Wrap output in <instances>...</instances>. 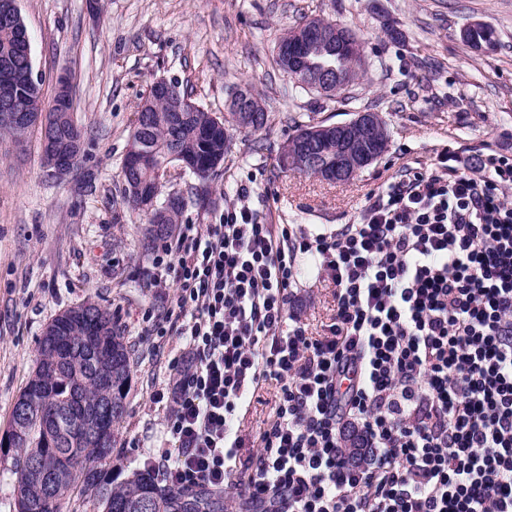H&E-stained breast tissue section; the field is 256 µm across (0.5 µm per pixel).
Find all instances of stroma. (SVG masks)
Listing matches in <instances>:
<instances>
[{"label":"stroma","instance_id":"obj_1","mask_svg":"<svg viewBox=\"0 0 512 512\" xmlns=\"http://www.w3.org/2000/svg\"><path fill=\"white\" fill-rule=\"evenodd\" d=\"M18 6L45 95L68 69L74 113L90 142L87 160L61 178L44 164L39 130L21 143L0 138V439L36 367L44 328L92 301L117 315L132 347L112 464L136 468L161 444L167 409L152 396L172 378L169 362L182 342L154 340L145 314L162 311L175 284L150 281L154 251L120 176L138 106L157 79L178 80L193 102L218 114L247 86L270 115L262 132L234 131L225 173L185 211L194 224L211 223L244 186L267 223L313 237L357 223L386 185L410 172L473 170L491 153L512 158V0H102L97 15L85 0ZM305 15L348 26L365 43L370 63L349 98L288 99L273 50ZM475 22L493 29L492 46L462 41L461 28ZM368 106L387 125L388 150L355 179L280 168L294 120L344 122ZM294 291L293 311L320 333L334 312L332 288L310 270ZM274 404L267 386L242 410L247 446H259Z\"/></svg>","mask_w":512,"mask_h":512}]
</instances>
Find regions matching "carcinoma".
I'll list each match as a JSON object with an SVG mask.
<instances>
[{
    "mask_svg": "<svg viewBox=\"0 0 512 512\" xmlns=\"http://www.w3.org/2000/svg\"><path fill=\"white\" fill-rule=\"evenodd\" d=\"M323 19L305 17L289 28L279 44L286 53L303 58V70L295 76L280 55L274 62L289 83L307 94L327 99L333 94L317 86L302 85L306 74L327 71L343 77L349 87L367 66L363 47L355 43L349 51L318 39L305 37V30ZM465 43L474 48L493 44V31L484 24L469 32ZM25 44L23 31L0 22V61L16 56ZM187 110L171 112L165 103L148 94L138 107V117L129 138L137 139L153 154V166L122 164L123 195L128 206L145 214L144 236L153 245L166 241L175 226L183 223L186 197L196 187L162 194V172L174 164L184 166L195 179L207 181L225 170L229 160L228 127L264 130L269 114L262 100L249 88H239L225 102L226 117L215 116L189 100ZM28 107H44L43 95L25 85L16 89ZM249 98L257 109L246 113V124L234 122L238 101ZM327 123L295 122V134L283 143L281 168L314 175L316 170L300 164L298 142L309 129L325 128ZM318 143L322 163L336 166V131H323ZM48 326L56 327L55 338L43 335L38 341L39 358L34 374L19 398L30 400L26 416L13 409L10 441L15 450L12 486L15 504L26 505L27 512H61V501L73 490L92 501L98 512H141L140 504L152 501L151 512H224V500L217 494L182 491L167 485L154 472L134 469L121 482L108 473L112 452L117 445L116 425L126 412L131 380V349L112 312L86 302L63 311ZM50 458L56 466L53 488L44 491L30 463Z\"/></svg>",
    "mask_w": 512,
    "mask_h": 512,
    "instance_id": "carcinoma-1",
    "label": "carcinoma"
}]
</instances>
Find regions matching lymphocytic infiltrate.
Masks as SVG:
<instances>
[{
    "instance_id": "obj_1",
    "label": "lymphocytic infiltrate",
    "mask_w": 512,
    "mask_h": 512,
    "mask_svg": "<svg viewBox=\"0 0 512 512\" xmlns=\"http://www.w3.org/2000/svg\"><path fill=\"white\" fill-rule=\"evenodd\" d=\"M512 159L417 171L359 223L294 237L246 189L154 257L176 289L152 333L180 337L163 433L142 463L233 512H512ZM336 308L291 310L302 257ZM276 412L244 453L240 412Z\"/></svg>"
}]
</instances>
